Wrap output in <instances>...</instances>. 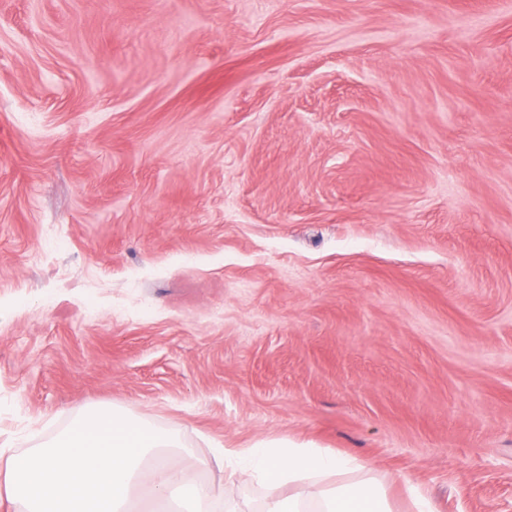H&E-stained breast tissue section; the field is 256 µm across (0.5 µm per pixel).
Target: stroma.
Returning a JSON list of instances; mask_svg holds the SVG:
<instances>
[{
    "label": "stroma",
    "instance_id": "1",
    "mask_svg": "<svg viewBox=\"0 0 512 512\" xmlns=\"http://www.w3.org/2000/svg\"><path fill=\"white\" fill-rule=\"evenodd\" d=\"M95 406L512 512V0H0V442Z\"/></svg>",
    "mask_w": 512,
    "mask_h": 512
}]
</instances>
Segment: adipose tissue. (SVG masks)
Returning <instances> with one entry per match:
<instances>
[{
	"mask_svg": "<svg viewBox=\"0 0 512 512\" xmlns=\"http://www.w3.org/2000/svg\"><path fill=\"white\" fill-rule=\"evenodd\" d=\"M214 462L259 485L294 486L288 496L269 498L264 512H395L384 484L365 461L310 442L278 439L224 447ZM330 474L337 477L332 486L325 482Z\"/></svg>",
	"mask_w": 512,
	"mask_h": 512,
	"instance_id": "1",
	"label": "adipose tissue"
}]
</instances>
